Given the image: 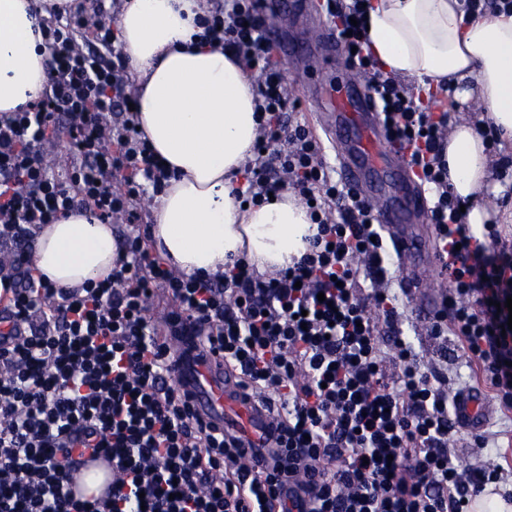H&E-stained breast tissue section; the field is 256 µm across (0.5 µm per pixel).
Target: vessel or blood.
Here are the masks:
<instances>
[{"instance_id":"vessel-or-blood-1","label":"vessel or blood","mask_w":512,"mask_h":512,"mask_svg":"<svg viewBox=\"0 0 512 512\" xmlns=\"http://www.w3.org/2000/svg\"><path fill=\"white\" fill-rule=\"evenodd\" d=\"M313 42L320 47L308 63V81H316L325 64L327 54L338 44L332 33L317 30ZM325 111L323 123L329 136L336 141L341 159L340 171L353 193L370 201L375 207L380 224L385 228L393 246L406 261L407 281L411 290L426 294L424 272L435 261L431 242L423 240L405 216L420 212L424 207L407 167H400L403 196L391 198L392 177L381 170L382 151L379 140L383 135L375 112V104L368 97L361 81L346 75L322 91ZM176 376L181 389L190 398L193 410L220 429L244 436L252 444L256 458L266 457L271 435L276 426V414L259 402L241 386L235 374L225 369L215 356L196 349L191 337L178 342ZM490 409L481 391L469 389L457 394L454 419L465 431L480 430L487 422ZM82 469L101 475L103 482L95 489H87L85 482L73 483L75 497L104 499L110 477L111 462L101 454L84 453Z\"/></svg>"}]
</instances>
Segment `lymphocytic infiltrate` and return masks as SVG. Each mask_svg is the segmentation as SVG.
<instances>
[{
  "mask_svg": "<svg viewBox=\"0 0 512 512\" xmlns=\"http://www.w3.org/2000/svg\"><path fill=\"white\" fill-rule=\"evenodd\" d=\"M362 2L336 13L337 38L431 193L449 299L428 333L455 335L511 410L512 240L495 224L485 241L471 235L443 156L460 116L427 111L363 54ZM209 5L200 41L258 76L259 132L239 199L257 206L291 189L317 233L299 260L271 273L243 257L213 275L150 258L142 226L171 173L129 109V63L115 46L121 4L97 0L45 27L42 94L0 113V302L12 322L11 345L0 348V512H468L508 474L461 464L450 448L448 376L399 328L373 205L338 186L310 129L291 119L297 104L260 0ZM60 139L70 147L63 175L50 158ZM80 209L128 233L106 278L65 288L36 273L29 248L42 225ZM158 295L170 302L159 322L150 314ZM177 336L221 355L275 406L280 434L268 462L192 411L175 377ZM82 448L110 456L108 499L71 496Z\"/></svg>",
  "mask_w": 512,
  "mask_h": 512,
  "instance_id": "obj_1",
  "label": "lymphocytic infiltrate"
}]
</instances>
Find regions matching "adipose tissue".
I'll return each mask as SVG.
<instances>
[{"instance_id": "1", "label": "adipose tissue", "mask_w": 512, "mask_h": 512, "mask_svg": "<svg viewBox=\"0 0 512 512\" xmlns=\"http://www.w3.org/2000/svg\"><path fill=\"white\" fill-rule=\"evenodd\" d=\"M67 0H0V112L37 98L47 51L38 20ZM205 0H126L117 47L137 74L138 127L155 156L176 173L161 195L153 246L185 273H213L244 254L259 271L288 266L316 232L305 208L284 193L241 207L236 190L257 133L255 80L223 49L194 40ZM366 54L410 83L422 100L450 87L475 100L479 124L458 123L445 147L448 181L467 202L475 237L492 223L483 126L512 150V9L465 20L458 0H367ZM119 240L87 210L37 233V273L68 288L108 276Z\"/></svg>"}]
</instances>
